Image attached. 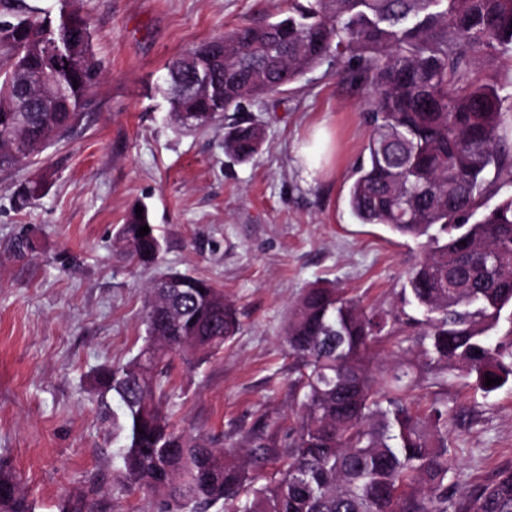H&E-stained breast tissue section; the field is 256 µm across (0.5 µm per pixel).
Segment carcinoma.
<instances>
[{"mask_svg": "<svg viewBox=\"0 0 512 512\" xmlns=\"http://www.w3.org/2000/svg\"><path fill=\"white\" fill-rule=\"evenodd\" d=\"M288 12L190 48L167 66L173 124L206 130L223 119L224 155L248 162L266 141L244 105L264 104L331 57L368 97L367 158L348 190L360 224H382L420 245L399 303L366 307L334 286L314 285L288 313L286 336L303 371L292 383L299 418L285 434L262 428L232 448L170 429L176 394L165 358L213 356L241 324L224 292L185 273L162 299L149 289L145 344L121 366L99 369L127 419L125 478L162 497L163 512H448V381L485 397L512 384V341L491 333L512 307V143L503 130L512 88L469 79L471 54L512 52V0H291ZM87 16L59 10L0 20V170L39 156L83 121L103 68ZM197 94L183 92L196 76ZM493 179H488L489 170ZM47 176L22 198L40 196ZM149 233L138 236V229ZM122 239L143 265L160 252L148 210L130 211ZM415 363L374 364L402 334ZM501 382L486 386V377ZM440 388L425 411L411 392ZM143 429L138 433L136 428ZM288 448L264 484L246 447ZM0 512H31L17 476L0 467ZM456 512H512V465L474 487Z\"/></svg>", "mask_w": 512, "mask_h": 512, "instance_id": "obj_1", "label": "carcinoma"}]
</instances>
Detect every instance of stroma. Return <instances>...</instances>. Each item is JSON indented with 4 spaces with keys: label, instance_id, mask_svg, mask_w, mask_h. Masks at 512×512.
Instances as JSON below:
<instances>
[{
    "label": "stroma",
    "instance_id": "obj_1",
    "mask_svg": "<svg viewBox=\"0 0 512 512\" xmlns=\"http://www.w3.org/2000/svg\"><path fill=\"white\" fill-rule=\"evenodd\" d=\"M87 15L105 74L80 128L39 158L0 171V464L22 479L34 512H159L161 499L121 476L128 443L118 400L101 404L93 376L144 345L151 283L168 272L223 289L239 333L197 365L166 361L179 400L175 432L213 447L259 423L287 430L300 362L288 311L313 283L365 305L397 300L422 252L352 216L347 191L369 135L365 96L329 59L249 116L267 140L254 160L224 155V126L178 132L163 96L182 51L286 10L288 0H70ZM52 178L20 204L25 181ZM145 203L161 242L144 266L120 236ZM448 504L512 464V387L489 397L448 389Z\"/></svg>",
    "mask_w": 512,
    "mask_h": 512
}]
</instances>
